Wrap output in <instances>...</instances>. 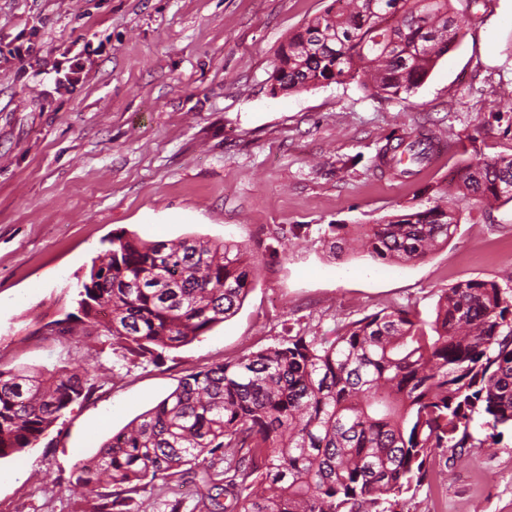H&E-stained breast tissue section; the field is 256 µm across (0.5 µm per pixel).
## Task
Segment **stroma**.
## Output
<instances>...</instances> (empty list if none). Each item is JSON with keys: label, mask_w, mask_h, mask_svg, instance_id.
<instances>
[{"label": "stroma", "mask_w": 512, "mask_h": 512, "mask_svg": "<svg viewBox=\"0 0 512 512\" xmlns=\"http://www.w3.org/2000/svg\"><path fill=\"white\" fill-rule=\"evenodd\" d=\"M331 0H0V367L101 374L32 448L0 460V512H89L79 461L188 373L291 330L333 336L399 306L429 321L459 281L512 275V205L467 200L448 243L387 263L334 253L338 226L425 205L463 161L512 154V0H452L467 26L408 99L358 83L272 94L289 33ZM85 51L55 90L47 65ZM430 131L450 151L406 180L376 171L392 134ZM198 236L242 245L257 268L238 312L154 362L97 338L49 336L113 237ZM449 464L402 512H512V432ZM62 57L64 58V62H58L57 64L53 65L51 69L56 75V92L64 90L65 92L69 93L73 91L79 85V83L82 82L84 76L86 75L84 74V57L82 50L73 56L67 57L62 55Z\"/></svg>", "instance_id": "1"}]
</instances>
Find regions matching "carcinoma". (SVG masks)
Here are the masks:
<instances>
[{"instance_id":"obj_1","label":"carcinoma","mask_w":512,"mask_h":512,"mask_svg":"<svg viewBox=\"0 0 512 512\" xmlns=\"http://www.w3.org/2000/svg\"><path fill=\"white\" fill-rule=\"evenodd\" d=\"M452 0H332L283 43L272 90L357 81L410 97L462 37ZM433 137L390 135L376 167L394 177L430 162ZM461 199L512 202V154L476 156L456 192L344 233L373 258L407 263L450 240ZM255 279L241 245L201 238L112 239L82 283L71 335L104 337L123 357L158 356L236 314ZM94 375L0 367V459L35 445ZM512 428V293L468 279L443 291L432 321L406 308L345 324L333 338L304 331L234 362L185 375L153 408L77 466L91 512H131L144 481L183 482L199 460L209 512H395L433 480L437 453L482 448L475 419ZM224 501H219V498Z\"/></svg>"}]
</instances>
